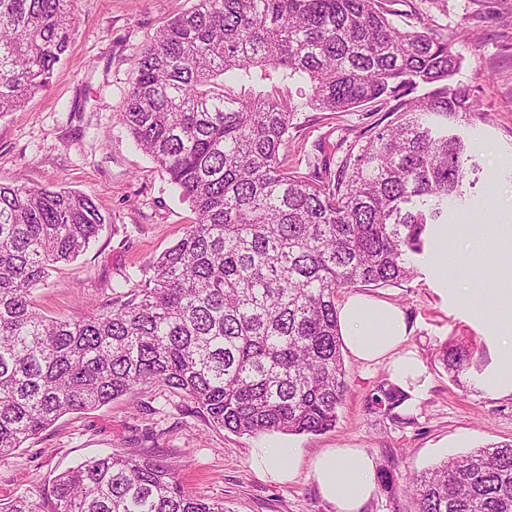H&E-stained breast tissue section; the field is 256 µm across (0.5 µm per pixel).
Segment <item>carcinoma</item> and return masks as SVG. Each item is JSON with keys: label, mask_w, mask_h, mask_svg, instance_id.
<instances>
[{"label": "carcinoma", "mask_w": 512, "mask_h": 512, "mask_svg": "<svg viewBox=\"0 0 512 512\" xmlns=\"http://www.w3.org/2000/svg\"><path fill=\"white\" fill-rule=\"evenodd\" d=\"M75 0H0V113L45 88L74 35ZM448 37L399 29L380 0H196L146 47L118 123L196 218L111 311L49 318L34 292L110 223L68 188L0 182V458L66 414L161 384L237 434H315L348 392L340 293L412 280L476 166L455 132L483 120L450 84ZM299 85V96L289 85ZM374 105L393 119L301 172L284 151L298 112ZM452 381L469 350L442 353ZM407 395L381 378L368 411ZM418 512H512V441L411 477ZM9 512H224L173 465L112 453L59 474Z\"/></svg>", "instance_id": "carcinoma-1"}]
</instances>
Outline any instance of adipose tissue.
Wrapping results in <instances>:
<instances>
[{
	"label": "adipose tissue",
	"mask_w": 512,
	"mask_h": 512,
	"mask_svg": "<svg viewBox=\"0 0 512 512\" xmlns=\"http://www.w3.org/2000/svg\"><path fill=\"white\" fill-rule=\"evenodd\" d=\"M469 249L492 253L494 259L491 285L480 289L475 303L493 322L512 316V233L485 226L471 238ZM338 316L343 343L356 359L387 361L392 383L406 391L421 387L424 367L405 348L408 328L396 305L353 295L340 305ZM250 465L258 475L277 483L293 481L302 468H309L322 498L336 512H362L377 489L374 460L358 448H328L308 460L301 449L270 438L251 450Z\"/></svg>",
	"instance_id": "1"
}]
</instances>
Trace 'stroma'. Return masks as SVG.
Listing matches in <instances>:
<instances>
[{
	"mask_svg": "<svg viewBox=\"0 0 512 512\" xmlns=\"http://www.w3.org/2000/svg\"><path fill=\"white\" fill-rule=\"evenodd\" d=\"M195 0H75L76 31L49 84L16 112L0 114V181L70 188L91 194L112 218L75 261L61 265L49 286L35 293L50 317L79 320L109 310L115 283L148 266L185 233L194 215L168 175L136 147L117 121L136 76L139 54ZM400 29L428 28L452 40L462 60L454 85L467 89L485 121L462 129L475 147V187L466 210H450L460 238L486 224L512 225V0H386ZM383 112H301L288 139L290 165L304 166L313 146L325 144L339 168L354 144L386 125ZM487 259L472 262L456 283L443 280L430 257L416 258L407 282L372 291V298L403 310L410 344L422 360L426 383L410 392L398 418L369 412L371 389L385 364L345 355L349 391L336 426L319 434L284 435L285 443L313 457L326 448H361L373 456L378 488L364 512H415L405 489L410 477L472 449L512 440V395L500 396L486 379L506 352L482 311L455 288L482 284ZM472 352L465 387L449 378L441 360L448 342ZM257 435L213 426L188 399L153 384L102 408L60 418L0 460V508L13 498L38 501L55 477L104 452L153 453L178 466L190 494L224 503V512H333L308 469L277 484L249 465Z\"/></svg>",
	"mask_w": 512,
	"mask_h": 512,
	"instance_id": "obj_1",
	"label": "stroma"
}]
</instances>
